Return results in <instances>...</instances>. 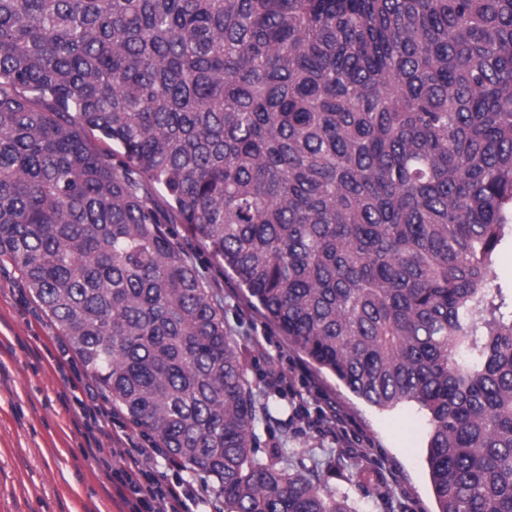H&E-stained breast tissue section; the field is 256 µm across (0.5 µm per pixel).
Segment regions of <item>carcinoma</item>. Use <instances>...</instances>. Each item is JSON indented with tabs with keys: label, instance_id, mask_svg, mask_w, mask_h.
Wrapping results in <instances>:
<instances>
[{
	"label": "carcinoma",
	"instance_id": "cac0c4a2",
	"mask_svg": "<svg viewBox=\"0 0 512 512\" xmlns=\"http://www.w3.org/2000/svg\"><path fill=\"white\" fill-rule=\"evenodd\" d=\"M173 224L353 394L427 411L437 512H512V0H0V261L224 512H358L255 457ZM496 271L498 279L496 283L503 288L507 301L510 302L512 289V245L504 244L496 255Z\"/></svg>",
	"mask_w": 512,
	"mask_h": 512
}]
</instances>
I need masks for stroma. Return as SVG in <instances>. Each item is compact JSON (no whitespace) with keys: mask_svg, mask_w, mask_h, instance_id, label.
<instances>
[{"mask_svg":"<svg viewBox=\"0 0 512 512\" xmlns=\"http://www.w3.org/2000/svg\"><path fill=\"white\" fill-rule=\"evenodd\" d=\"M177 243L196 261L224 301V328L247 363L261 419L255 456L280 450L289 470L315 476L323 489L357 512H436L426 463V413L393 411L351 393L254 308L246 289L178 231ZM106 396L83 371L66 342L30 297L18 271L0 264V512H118L104 470L92 454L110 447L89 431L70 403L73 387ZM332 407L339 424H317Z\"/></svg>","mask_w":512,"mask_h":512,"instance_id":"obj_1","label":"stroma"}]
</instances>
